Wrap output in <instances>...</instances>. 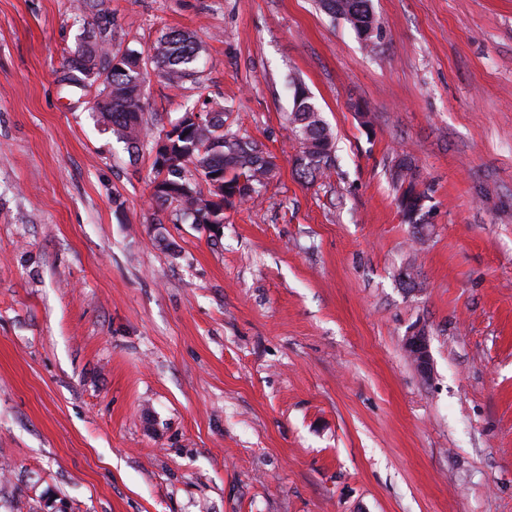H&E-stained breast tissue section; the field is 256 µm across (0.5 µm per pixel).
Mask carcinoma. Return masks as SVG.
<instances>
[{
	"instance_id": "cac0c4a2",
	"label": "carcinoma",
	"mask_w": 512,
	"mask_h": 512,
	"mask_svg": "<svg viewBox=\"0 0 512 512\" xmlns=\"http://www.w3.org/2000/svg\"><path fill=\"white\" fill-rule=\"evenodd\" d=\"M321 9L333 18H340L355 27L349 19L351 0H319ZM200 46L193 33L172 29L161 36L150 56L153 69L174 87L197 80V61ZM117 52L105 47V39L85 42L66 60L69 75L65 78L74 87L95 70H104L103 89L95 101V109L111 130L112 135L131 150L138 149L147 123L143 118L141 86L143 78L134 70L141 53L131 49L123 67L112 66ZM292 112L287 121L300 144L297 158L302 174L315 177L327 175L335 168L332 156L333 136L321 112L306 96L300 82H292ZM227 110L210 112V120L202 128L188 126L185 133L167 137L166 150L183 162L163 170L153 161V183L161 191L153 193L158 207L174 206L176 218H187L192 224H208L210 217H220L224 207L248 200L265 187L274 176L266 161L269 154L253 140L238 136L227 124ZM201 174L224 182V196L217 201L202 199L196 175ZM390 180L399 192V206L404 222H424L425 192L420 190L415 168L406 159L396 161L390 168Z\"/></svg>"
}]
</instances>
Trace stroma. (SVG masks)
<instances>
[{"mask_svg":"<svg viewBox=\"0 0 512 512\" xmlns=\"http://www.w3.org/2000/svg\"><path fill=\"white\" fill-rule=\"evenodd\" d=\"M108 4L112 49L202 46L197 82L148 72L134 153L102 76L60 81L94 13L0 0V512H512V0H372V51L316 0ZM292 78L330 177L298 170ZM204 102L276 161L216 238L152 200ZM390 180L399 192V206L404 222L407 224H423L425 191L420 190L415 168L406 159L396 161L390 168ZM403 347L409 358L414 363L417 371L428 377L432 369V356L430 351V336L424 328L413 330L406 336Z\"/></svg>","mask_w":512,"mask_h":512,"instance_id":"stroma-1","label":"stroma"}]
</instances>
